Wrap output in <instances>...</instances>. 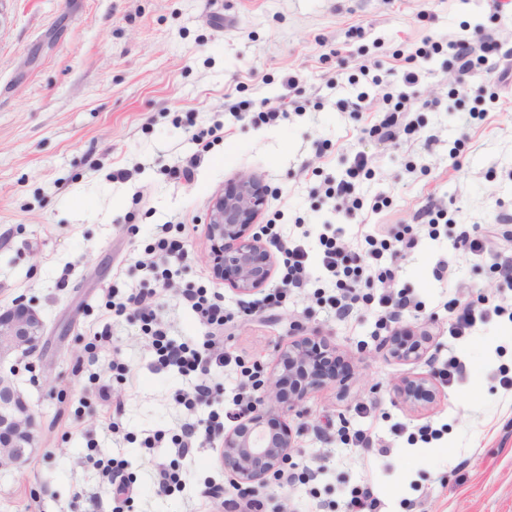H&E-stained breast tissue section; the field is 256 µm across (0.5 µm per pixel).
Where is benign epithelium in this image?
<instances>
[{
	"mask_svg": "<svg viewBox=\"0 0 512 512\" xmlns=\"http://www.w3.org/2000/svg\"><path fill=\"white\" fill-rule=\"evenodd\" d=\"M266 205V188L253 176L244 175L216 193L207 210L205 223L210 258L217 265L219 278L238 295H253L270 281L276 261L263 235L253 224ZM432 322L409 327L413 342L385 340L389 355L403 362H420L432 357ZM43 335V323L32 305L15 300L0 310V343L8 341L21 353H33ZM333 351L329 338L318 331L297 330L296 339L281 346L272 372L251 377L258 392L252 404L239 415V423L224 434L220 462L229 482L241 495L254 498L268 490L271 480L284 478L296 448L293 434L286 429H269L271 416L301 407L312 392L336 381V376H318L312 371V349ZM439 390L438 378L421 374L393 389L392 401L402 407H419L418 390ZM34 415L24 397L8 379L0 376V461L20 464L13 448L33 441Z\"/></svg>",
	"mask_w": 512,
	"mask_h": 512,
	"instance_id": "1",
	"label": "benign epithelium"
}]
</instances>
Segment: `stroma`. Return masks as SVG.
<instances>
[{"mask_svg": "<svg viewBox=\"0 0 512 512\" xmlns=\"http://www.w3.org/2000/svg\"><path fill=\"white\" fill-rule=\"evenodd\" d=\"M489 12L490 0H0V307L25 297L45 324L36 353L0 355V376L36 419L24 462L0 464V512H115L120 503L104 473L111 459L123 462L136 492L133 512H245L219 462L223 434L184 458L173 439L183 420L211 412L233 428L252 400L245 375L270 372L297 322L329 336L347 368L306 398L303 416L285 418L298 437L289 480L276 491L282 512H345L354 490L379 499V512H512V391L498 375L512 370V322L494 316L457 340L444 308L450 278L462 282V301L496 294L490 260L424 234L394 263L397 285L422 303L403 322L435 320L433 364L407 363L387 357L377 304H358L341 319L307 288L282 307L250 310L215 276L205 224L212 196L254 174L269 189L261 224L289 231L299 220L318 236L331 217L323 180L343 177L359 152L372 174L357 193L367 202L383 194L390 205L346 221L344 240L358 254L367 250V226L410 224L428 203L482 228L512 212V89L501 90L485 120H473L472 94L451 107L455 75L441 57L419 62L418 90L441 106L411 112L421 129L396 145L365 132L381 97L365 112L336 107L369 90L367 81L348 83L359 67H394L395 53L425 37L487 23L512 46V8L493 24ZM353 26L363 38L348 37ZM290 75L305 90L303 115L258 129L226 112L237 100L287 105ZM217 122L223 141L201 152L196 133ZM432 134L437 144L426 145ZM461 137L452 170L448 151ZM197 153L193 180L178 177ZM161 224L180 225L190 252L172 287L153 298L169 338L199 344L208 333L185 288H208L231 315L223 333L231 361L212 367L210 402L192 412L180 397L196 375L158 368L144 324L106 304L109 290L125 296L140 287L138 265ZM106 326L109 341L94 344ZM453 355L465 375L434 403L419 412L392 403L401 380ZM116 361L127 372L113 370ZM103 383L112 405L97 397ZM362 404L370 418L358 415ZM426 424L438 437L420 438ZM369 425L381 448L344 444ZM164 469L182 486L161 495Z\"/></svg>", "mask_w": 512, "mask_h": 512, "instance_id": "stroma-1", "label": "stroma"}]
</instances>
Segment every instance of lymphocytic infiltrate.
Returning <instances> with one entry per match:
<instances>
[{"mask_svg": "<svg viewBox=\"0 0 512 512\" xmlns=\"http://www.w3.org/2000/svg\"><path fill=\"white\" fill-rule=\"evenodd\" d=\"M436 55L443 56L444 66L455 73L456 81L461 85L482 72L492 71L493 81L479 85L476 89L474 105L469 110L471 118L484 119L488 108L498 102L500 89L512 85V47L499 42L485 25H476L469 37L462 35L446 40L425 38L414 51L404 55L398 83L388 84L380 76L372 77V85L382 90L385 108L381 119L374 121L368 128L370 137L383 143L396 144L419 132V124L404 119L411 106L408 90L419 82V62ZM371 173L370 158L360 152L355 155L345 178H326L324 196L330 201L334 215L350 218L366 206L356 194V183L359 178L370 176ZM413 220V224L427 225L430 239H438L443 234L451 237L453 242L462 244L470 255L490 259L500 288L512 291V248L500 247L494 232L471 233L467 228L458 225L449 212L427 206L417 210ZM412 226L391 228L384 238L373 233L366 234L368 254L363 257L345 247V229L340 224H324L318 236L320 250L315 255L311 254L304 236L285 240L274 225H266L270 245L286 256L281 285L273 294L267 296L268 306H277L288 292L307 287L313 270L317 269L337 290L336 295L330 296L328 302L338 315L351 313L359 300L358 288L361 284L374 281L382 288L378 299L379 306L386 315H400L414 307L415 302L407 288H396L394 271L388 267L387 262L406 255L417 247L419 236L414 233ZM153 295V289H142L129 294L126 301L116 303L115 311L121 314L125 310H132L135 317L150 327L159 368L173 366L182 372L199 373L200 378L194 393L185 402L187 409H195L206 404L213 392L209 379L211 365H224L228 361V355L223 346L212 339L201 349L169 340L167 330L152 301ZM447 309L450 314L449 333L457 339L471 335L477 324L487 322L492 315L512 321V303L504 300L494 308L487 309L470 303L462 304L453 298L448 301Z\"/></svg>", "mask_w": 512, "mask_h": 512, "instance_id": "obj_1", "label": "lymphocytic infiltrate"}]
</instances>
